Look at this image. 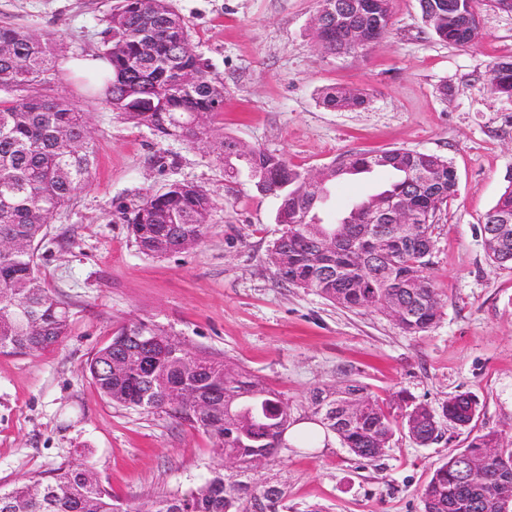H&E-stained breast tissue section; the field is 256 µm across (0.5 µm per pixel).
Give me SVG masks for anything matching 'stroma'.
<instances>
[{
  "label": "stroma",
  "instance_id": "35a3bbf8",
  "mask_svg": "<svg viewBox=\"0 0 512 512\" xmlns=\"http://www.w3.org/2000/svg\"><path fill=\"white\" fill-rule=\"evenodd\" d=\"M117 0H0V24L55 39L62 67L52 94L89 112L91 181L50 224L38 255L47 288L66 303L70 329L35 356L0 355V491L83 465L121 503L204 483L217 462L204 433L166 413L113 406L86 365L114 327L160 326L186 348L229 358L307 413L314 387L358 380L379 397L403 391L439 406L468 394L470 427L443 425L423 447L397 430L368 463L331 439L282 451L272 470L288 479L287 512H423L422 487L477 433L512 435V269L488 259L481 225L512 182V98L492 91L490 67L512 57V12L475 0L479 37L440 41L419 0H392L378 45L322 56L311 18L319 0H169L197 54L224 82L215 127L246 145L284 154L303 170L348 152L406 148L448 159L457 192L437 215L428 267L442 316L408 335L375 311H351L281 284L270 252L283 227L275 195L248 173L224 177L209 145L163 139L101 103L79 73L97 53ZM364 90L365 108L335 111L324 88ZM387 171L333 183L325 222L385 188ZM204 186L214 199L194 249L143 253L119 218L124 207L171 183Z\"/></svg>",
  "mask_w": 512,
  "mask_h": 512
}]
</instances>
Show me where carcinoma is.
Instances as JSON below:
<instances>
[{
	"mask_svg": "<svg viewBox=\"0 0 512 512\" xmlns=\"http://www.w3.org/2000/svg\"><path fill=\"white\" fill-rule=\"evenodd\" d=\"M471 0H420L423 18L439 40L466 46L479 34V20ZM370 39L382 36L391 20V0H321L324 23L312 25L315 44L329 54L356 51L344 29L336 26V11ZM108 38L99 57L112 72L95 74L92 89L103 102L135 125L151 128L161 138H179L189 145L206 139L216 160L224 163V177L236 178L239 163L262 192L276 194L279 208L292 216L274 242L277 278L308 289L350 310L377 311L406 334L427 331L441 317L438 288L427 275L432 233L441 206L456 191L455 170L436 154L393 148L378 153H349L327 167L326 185L314 189L304 171L277 153L251 147L233 150L238 142L214 134L215 117L224 110V82L207 70L196 54L183 52L181 41L190 33L168 0H120L107 15ZM151 44L142 54L141 45ZM0 240L21 247L0 252V354L34 355L67 335L70 315L64 303L45 287L36 255L46 230L59 211L86 187L92 177L94 151L85 132L86 113L65 96L39 92L45 77L56 70L53 38L0 25ZM490 70L492 89L512 97V70ZM194 82L184 83L186 76ZM323 104L336 109L364 106L360 89L329 87ZM385 168L397 175L382 191L357 204L346 221L324 224L317 215L327 184L343 175L368 174ZM416 198L412 217L420 238L401 239L394 224H366L367 211L399 192ZM213 199L207 189L173 183L120 212L135 243L144 253L159 255L162 245L200 242ZM503 232L484 239L488 257L502 265L512 255V183L492 207ZM337 234L344 245L328 260L315 252L312 240ZM377 237L372 249L352 239ZM144 331L156 339L139 346L126 333ZM169 334L143 321L121 325L97 350L86 371L102 396L117 407L144 412L164 411L176 420L208 434L220 458L239 461V471L215 468L212 477L184 494H161L129 509L112 498L85 467L59 470L52 479L18 483L0 492V512H283L288 486L276 481L264 489L252 485L249 468L256 460L268 466L288 448L284 436L298 422L288 400L235 364L187 348L168 347ZM125 366L115 371L111 365ZM202 368L200 381H189L188 365ZM193 387L201 407L172 409L176 391ZM477 403L457 395L441 406V416L426 403L401 392L389 400L372 395L366 386L346 379L333 387L310 391L307 420L334 434L355 456L373 461L390 447L396 430L407 431L427 446L441 436L440 419L469 426ZM469 464L482 472L474 482L461 476ZM423 512H498L495 501L512 498V442L500 430L476 434L467 448L438 466L421 489Z\"/></svg>",
	"mask_w": 512,
	"mask_h": 512,
	"instance_id": "obj_1",
	"label": "carcinoma"
}]
</instances>
